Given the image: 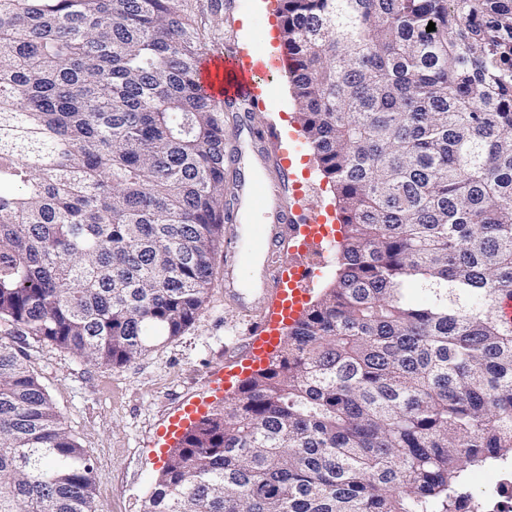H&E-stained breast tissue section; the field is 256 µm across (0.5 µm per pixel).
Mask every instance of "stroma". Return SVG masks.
<instances>
[{
  "label": "stroma",
  "mask_w": 512,
  "mask_h": 512,
  "mask_svg": "<svg viewBox=\"0 0 512 512\" xmlns=\"http://www.w3.org/2000/svg\"><path fill=\"white\" fill-rule=\"evenodd\" d=\"M277 0H186L184 10L204 35V53L231 48L245 53L281 54ZM267 89L251 115L224 111V139H244L245 123L272 127L289 139V158L301 183L300 195L283 191V206L299 215L321 212L336 223L334 192L303 135L289 84L278 71L258 76ZM227 248L213 262V286L194 323L181 335L153 341L149 351L121 367L96 365L67 350L26 339L31 366L45 385L64 426L93 467L96 512H143L144 501L164 465L173 440L164 438L170 420L189 402L221 406L250 374L241 351L244 318L224 295ZM223 375L214 395L212 380Z\"/></svg>",
  "instance_id": "35a3bbf8"
}]
</instances>
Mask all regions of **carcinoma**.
<instances>
[{
    "label": "carcinoma",
    "instance_id": "1",
    "mask_svg": "<svg viewBox=\"0 0 512 512\" xmlns=\"http://www.w3.org/2000/svg\"><path fill=\"white\" fill-rule=\"evenodd\" d=\"M183 0H0V325L123 366L205 306L224 108ZM336 278L171 450L144 512H459L512 462V0H279ZM435 30L428 32L429 23ZM0 336V512H95Z\"/></svg>",
    "mask_w": 512,
    "mask_h": 512
}]
</instances>
